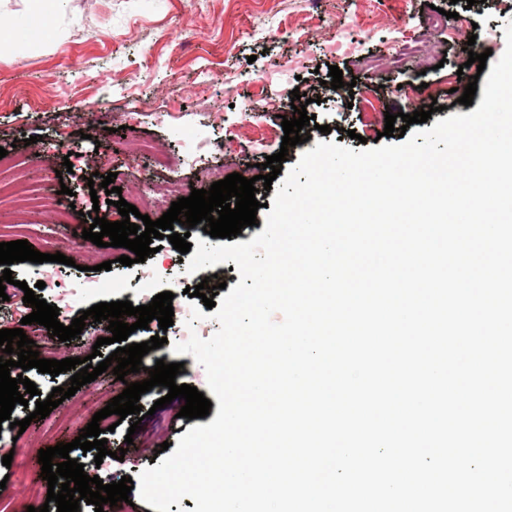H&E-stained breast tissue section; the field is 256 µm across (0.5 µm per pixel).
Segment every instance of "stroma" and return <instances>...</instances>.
Here are the masks:
<instances>
[{
	"mask_svg": "<svg viewBox=\"0 0 512 512\" xmlns=\"http://www.w3.org/2000/svg\"><path fill=\"white\" fill-rule=\"evenodd\" d=\"M467 0H66L54 7L45 30L28 34L30 0H0V17L10 21L16 43L0 53V147L6 148L13 163L11 174L40 195L55 196L69 187L81 201L80 214L68 224L55 223L51 211L11 203L0 206V220L27 225L34 233L30 245L56 237L65 242L63 253L74 250L91 253L94 270L80 271L60 263H47V270L63 281L87 280L84 289L59 314L62 324L80 317L82 310L121 297L152 299L174 291L176 283L190 285L186 265L168 239H160L161 250L145 262L120 264L124 248L99 247L68 234L67 225H84L85 213L98 211L114 222L115 206L106 202L105 191L91 193L92 174L118 170L125 200H133L142 183L161 182L168 187L169 201L189 196L192 188H210L196 174L206 167L222 168L251 178L267 156L279 152L284 131L280 117L291 107L293 89L318 84L320 105L308 107L316 126L303 127L307 144L289 148L286 164L294 166L306 149L317 142L338 141L362 150L363 140H374L385 127L386 113H413L420 99L437 101L438 121L455 114H469L460 104L456 72L467 62L469 52L491 50L500 57L506 46L504 26L512 21V0H499L497 8L475 14ZM450 9L463 15L466 26L455 32L435 28L430 20L436 9ZM474 46H467V37ZM422 42L438 69H426L423 60L407 57L399 67L389 61L394 47ZM351 73L356 81L352 105L341 102L339 91L323 83L330 66ZM259 103L260 113L249 118L247 109ZM331 122V132L319 124ZM132 128L142 140L160 148L171 159L159 166L153 157L127 151L119 126ZM348 136H341V129ZM361 134L353 141L351 133ZM34 144H25V137ZM71 160L72 171L62 163ZM110 270H102L103 262ZM16 286L7 288V300H0V330L19 327L29 314L19 282L35 286V265L11 264ZM211 318L195 321L192 329L175 322L160 331L150 322L149 335L165 334L161 350L148 353L147 361L164 358L183 362L177 384L207 392V375L189 354L172 352L176 343L190 334L207 339L219 330ZM101 332L85 326L78 338L53 341L40 350V358L62 360L83 358L93 349L110 355L109 345L97 346ZM109 396V395H108ZM108 396L95 384L83 385L74 396L53 409L62 418L56 429L43 419H29L28 408L16 405L12 416L29 419L23 434L10 427L0 428V457L12 454L10 466L0 465V512H27L42 506L48 484L38 464L40 449L60 436H79V429L65 420L79 416L90 423L103 409ZM141 422L137 433H129L133 422ZM133 437L139 454L135 462L111 460L113 480L135 478L145 469L157 467L155 456L161 444L177 448L178 435L155 428L153 417L137 419L128 415L108 437L109 447L123 445Z\"/></svg>",
	"mask_w": 512,
	"mask_h": 512,
	"instance_id": "1",
	"label": "stroma"
}]
</instances>
